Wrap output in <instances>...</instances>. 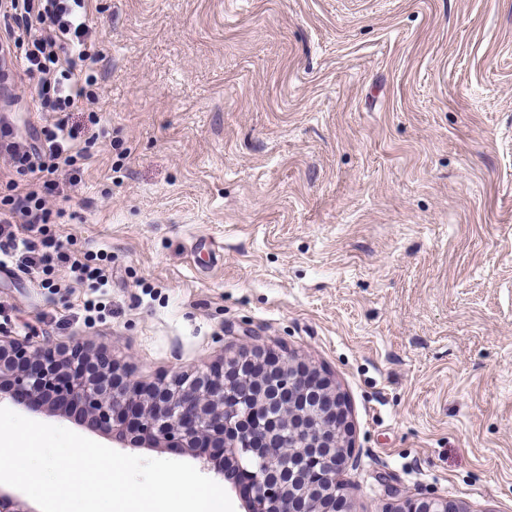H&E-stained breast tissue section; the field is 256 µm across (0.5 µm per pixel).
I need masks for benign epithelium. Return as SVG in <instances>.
<instances>
[{
	"label": "benign epithelium",
	"mask_w": 512,
	"mask_h": 512,
	"mask_svg": "<svg viewBox=\"0 0 512 512\" xmlns=\"http://www.w3.org/2000/svg\"><path fill=\"white\" fill-rule=\"evenodd\" d=\"M238 354L216 369L181 372L148 390L133 388L109 360L66 356L26 338L0 343V384L67 403L120 443H161L197 455L224 448V464L249 475L248 512H353L339 478L351 455L352 425L336 383L293 354H274L245 330ZM280 413L271 417V396ZM0 512H34L0 488ZM394 512H467L446 498L404 500Z\"/></svg>",
	"instance_id": "7a95c632"
}]
</instances>
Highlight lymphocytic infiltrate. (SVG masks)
<instances>
[{"label": "lymphocytic infiltrate", "mask_w": 512, "mask_h": 512, "mask_svg": "<svg viewBox=\"0 0 512 512\" xmlns=\"http://www.w3.org/2000/svg\"><path fill=\"white\" fill-rule=\"evenodd\" d=\"M88 0H0V53L20 44L24 76L37 77L35 99L53 120L32 141H22L9 125H0V152L11 161L10 195L0 199V257L20 264L39 261L44 268L69 264L77 280L106 285L104 269L70 258L62 242L45 233L63 223L66 210L52 204L59 190L54 173L66 171L78 182L94 156L96 136L70 126L67 114L94 94L83 73L94 70L98 53L88 49Z\"/></svg>", "instance_id": "f902f5d3"}]
</instances>
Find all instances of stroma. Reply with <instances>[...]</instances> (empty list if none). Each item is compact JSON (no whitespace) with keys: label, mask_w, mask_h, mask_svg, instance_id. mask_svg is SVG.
I'll use <instances>...</instances> for the list:
<instances>
[{"label":"stroma","mask_w":512,"mask_h":512,"mask_svg":"<svg viewBox=\"0 0 512 512\" xmlns=\"http://www.w3.org/2000/svg\"><path fill=\"white\" fill-rule=\"evenodd\" d=\"M99 148L0 336L146 384L242 330L326 371L355 512H512V0H91ZM103 445L73 416L0 399ZM404 508V511L402 509ZM391 512H468L464 506L448 498H409Z\"/></svg>","instance_id":"obj_1"}]
</instances>
